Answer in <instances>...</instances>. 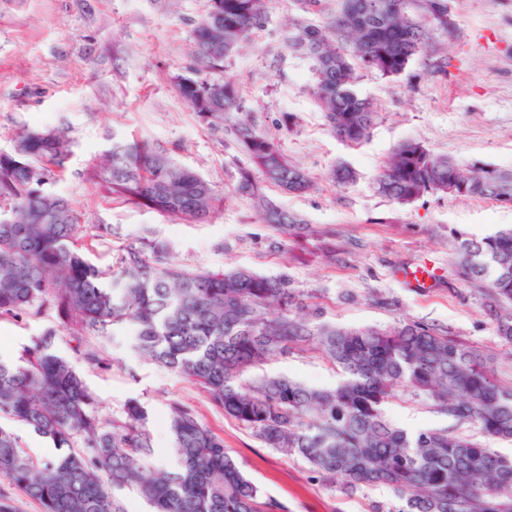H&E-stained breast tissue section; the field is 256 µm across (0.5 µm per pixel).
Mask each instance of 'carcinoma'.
Segmentation results:
<instances>
[{
  "instance_id": "1",
  "label": "carcinoma",
  "mask_w": 512,
  "mask_h": 512,
  "mask_svg": "<svg viewBox=\"0 0 512 512\" xmlns=\"http://www.w3.org/2000/svg\"><path fill=\"white\" fill-rule=\"evenodd\" d=\"M263 0H210L192 33L206 70L223 67L238 42L264 27ZM449 31L448 0H343L323 25L288 33L292 51L310 58L313 93L325 124L351 146L364 143L378 119L354 89L355 66L401 74L430 47V33ZM351 45L346 50L345 45ZM213 97L214 81L182 76L177 91L202 120L224 123L248 156L236 191L257 200L261 220L292 235L303 220L265 197L262 186L305 193L312 181L257 130L231 81ZM68 140L55 130L26 131L0 151V315L39 316L54 308L73 338L111 337L131 330L143 359L205 388L211 402L267 448L298 457L347 495L389 486L398 503L374 512H512V457L446 429L410 433L389 421L387 403L408 394L477 427L487 439L512 440V386L487 370L477 350L427 324L388 329L308 325L305 308L285 275L238 268H189L169 258V245L143 235L119 249L115 263L93 261L79 246L73 203L48 188L51 168H63ZM503 203L512 198V169L465 168L420 141L403 142L377 179L378 192L399 205L428 193ZM112 196L164 216L201 222L220 197L196 171L167 152L132 139L115 140L100 174ZM456 263L463 278L487 285L498 335L512 345V227L460 237ZM46 330L18 360H0V417L50 441L57 454L34 458L12 430L0 426V476L40 502L44 512H126L114 491L137 485L153 512H285L241 471L224 440L184 403L170 406L173 468L144 466L158 454L147 410L127 404L125 419L105 421L97 400ZM315 343L342 374L332 387H312L282 375L241 377L292 347ZM88 367L107 366L102 350L84 345Z\"/></svg>"
}]
</instances>
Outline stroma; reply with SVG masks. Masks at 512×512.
Returning a JSON list of instances; mask_svg holds the SVG:
<instances>
[{
    "mask_svg": "<svg viewBox=\"0 0 512 512\" xmlns=\"http://www.w3.org/2000/svg\"><path fill=\"white\" fill-rule=\"evenodd\" d=\"M340 5L321 0L320 10L308 12L300 0H265V27L241 41L222 70L202 72L192 31L209 0H0V150L11 149L25 130L66 133L72 153L49 187L74 203L80 242L102 263L149 230L169 243L172 261L287 276L319 321L389 328L412 320L443 330L477 349L497 379L512 385V346L496 332L485 287L465 280L454 263L457 235L479 238L512 225V205L440 194L400 205L375 188L388 158L408 140L462 164L512 169V0H449L454 27L436 34L433 53L415 57L397 76L357 69V92L379 112L357 147L328 130L312 92L311 61L282 40L285 28L321 23ZM197 71L231 80L257 129L313 179L304 194L264 190L304 220L303 233L282 235L262 223L253 199L236 193L247 156L230 131L204 123L175 87L178 76ZM291 113L298 118L293 125L284 121ZM116 136L147 140L215 185L221 200L211 219L189 223L107 194L98 175ZM340 165L356 171L354 183L330 180ZM101 225L111 226L110 237H97ZM416 270L422 282L412 279ZM49 326L58 327L56 350L93 392L102 419L123 420L132 400L146 408L157 463H174L165 419L170 404L180 402L194 408L264 496L287 512H369L371 504L395 503L386 485L347 496L302 460L265 447L199 384L140 359L126 337L105 343L109 368H89L56 310L23 320L0 317V359L16 360ZM264 374L313 387L339 379L311 346L250 372ZM385 414L411 433L474 431L406 399L388 404Z\"/></svg>",
    "mask_w": 512,
    "mask_h": 512,
    "instance_id": "stroma-1",
    "label": "stroma"
}]
</instances>
